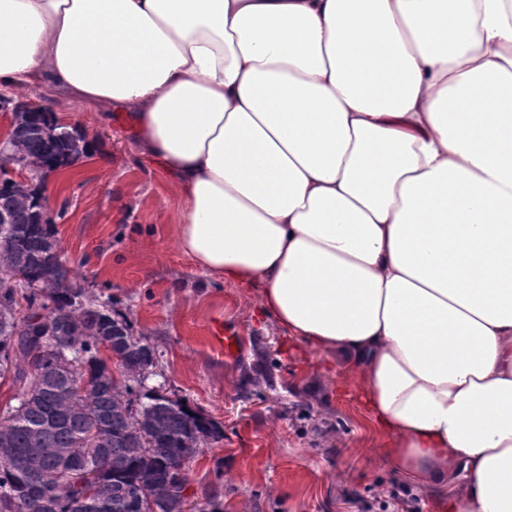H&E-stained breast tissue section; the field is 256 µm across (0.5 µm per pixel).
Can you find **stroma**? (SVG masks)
<instances>
[{"label":"stroma","mask_w":512,"mask_h":512,"mask_svg":"<svg viewBox=\"0 0 512 512\" xmlns=\"http://www.w3.org/2000/svg\"><path fill=\"white\" fill-rule=\"evenodd\" d=\"M17 95L40 98L96 147L70 181L48 185L72 277L154 348L145 388L185 399L224 433L190 465L194 512H446L436 489H407L377 452L335 353L291 343L261 313L260 288L228 285L180 251L182 193L139 156L123 119L37 88ZM219 328L236 336L232 354L214 341ZM259 367L270 382L256 388L247 375Z\"/></svg>","instance_id":"obj_1"}]
</instances>
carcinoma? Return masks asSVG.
<instances>
[{"mask_svg":"<svg viewBox=\"0 0 512 512\" xmlns=\"http://www.w3.org/2000/svg\"><path fill=\"white\" fill-rule=\"evenodd\" d=\"M46 112L18 113V145L43 166L85 153L87 142L47 135ZM36 195L0 170V269L19 267L31 285L16 316L0 294V364L14 367L0 406V512H186L173 471L221 435L182 399L156 390L133 396L156 352L112 305L84 300L50 224L35 222ZM105 348L111 367L99 356ZM39 385L26 390L31 373Z\"/></svg>","mask_w":512,"mask_h":512,"instance_id":"carcinoma-1","label":"carcinoma"}]
</instances>
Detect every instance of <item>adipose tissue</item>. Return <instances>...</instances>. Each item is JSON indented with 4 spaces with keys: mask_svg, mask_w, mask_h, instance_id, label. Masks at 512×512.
I'll return each mask as SVG.
<instances>
[{
    "mask_svg": "<svg viewBox=\"0 0 512 512\" xmlns=\"http://www.w3.org/2000/svg\"><path fill=\"white\" fill-rule=\"evenodd\" d=\"M117 112L203 271L340 350L379 453L512 512V0H0V90Z\"/></svg>",
    "mask_w": 512,
    "mask_h": 512,
    "instance_id": "1",
    "label": "adipose tissue"
}]
</instances>
